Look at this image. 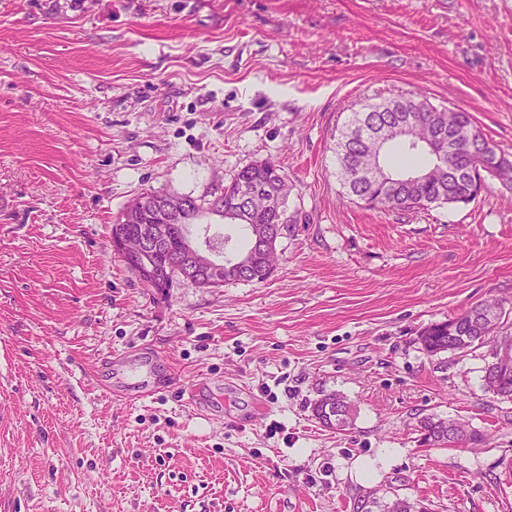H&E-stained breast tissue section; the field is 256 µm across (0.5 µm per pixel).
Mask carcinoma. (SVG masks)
Instances as JSON below:
<instances>
[{
    "label": "carcinoma",
    "mask_w": 512,
    "mask_h": 512,
    "mask_svg": "<svg viewBox=\"0 0 512 512\" xmlns=\"http://www.w3.org/2000/svg\"><path fill=\"white\" fill-rule=\"evenodd\" d=\"M411 122L415 137L424 141L440 138L439 148L450 149V154L440 156L415 143L397 139L379 150L378 135L403 122ZM404 157L397 168L387 163L389 153ZM338 174L346 194L353 201L381 212H409L428 210L445 204H467L478 195V169H496L498 178L512 184V159L500 151L475 124L469 112L459 108L443 112L422 94L403 95L384 99L374 112H355L349 123L340 131L336 140ZM253 194L251 206L258 210L263 200L276 198L277 208L246 222L238 217L243 208L241 198ZM289 187L280 166L273 160L256 162L241 168L233 180L221 191L218 201L204 196L192 201V215L203 218L216 204L224 209V220L240 226L243 232L241 249L215 268L210 277L226 281L263 282L274 267V253H264L256 245L258 225L277 224L288 229L286 204ZM189 238L188 231L176 227L165 244L168 263L158 255L149 257L153 269L144 266L130 267L141 272L139 280L151 288L164 290L173 286L180 273L174 263ZM503 312L499 302L486 300L447 320L434 323L420 333V341L432 356L453 351L448 336L460 337L467 348L491 345V360L484 368L486 390L502 400L512 401V371L504 374L497 364L498 349L512 344V335H500L503 329ZM340 407L343 424L336 426L324 420V407ZM356 409L342 394L331 392L323 395L313 406V416L321 426L345 431L352 425ZM418 428L433 447L445 448L465 442H483L485 434L467 430L457 421L434 415L419 420ZM379 512H413L417 503L408 499L400 502L378 499Z\"/></svg>",
    "instance_id": "1"
}]
</instances>
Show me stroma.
Instances as JSON below:
<instances>
[{
    "instance_id": "obj_1",
    "label": "stroma",
    "mask_w": 512,
    "mask_h": 512,
    "mask_svg": "<svg viewBox=\"0 0 512 512\" xmlns=\"http://www.w3.org/2000/svg\"><path fill=\"white\" fill-rule=\"evenodd\" d=\"M415 91L512 154V0H0V512H512L488 347L419 342L492 298L512 332V187L384 214L336 174L360 102ZM268 159L293 190L265 282L160 291L115 257L136 196ZM133 347L172 386L104 398L93 370ZM330 392L348 431L312 415ZM430 414L488 440L432 447ZM330 405L331 408L336 406L340 407L342 413L344 415L343 424L341 426H336L328 422V420H324V416L321 412L325 411L324 407ZM313 416L320 423L321 426L334 429L336 431H345L348 427L352 425L354 416L356 415V409L354 405L342 394L337 392H331L328 394H324L323 397L318 399L313 406Z\"/></svg>"
}]
</instances>
